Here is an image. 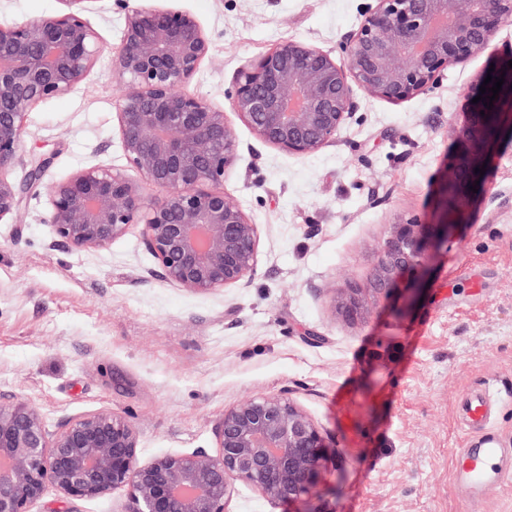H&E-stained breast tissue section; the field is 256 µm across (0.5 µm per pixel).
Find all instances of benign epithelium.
<instances>
[{
  "instance_id": "obj_1",
  "label": "benign epithelium",
  "mask_w": 512,
  "mask_h": 512,
  "mask_svg": "<svg viewBox=\"0 0 512 512\" xmlns=\"http://www.w3.org/2000/svg\"><path fill=\"white\" fill-rule=\"evenodd\" d=\"M58 14L0 26V222L14 219L25 193L41 187L44 158L21 180L14 172L25 121L35 105L75 90L105 51L84 16V0ZM512 23V0H372L358 29L325 50L288 40L239 70L227 91L232 111L263 143L290 155L317 153L357 110V92L399 104L437 87L445 71L488 52ZM197 20L174 9L126 0L111 73L124 86L115 121L127 164L139 180L104 167L76 170L46 186V223L76 250L103 248L132 225L161 275L193 294L241 288L260 274L259 230L224 190L238 142L224 110L187 90L210 52ZM512 50L463 89L466 120L449 127L448 158L432 219L400 218L377 252L366 286L341 289L337 309L364 319L366 293L408 299L424 289L428 258L443 249L483 191L476 169L512 136ZM504 76L492 107L480 93L487 76ZM482 96L474 101L476 96ZM163 190L157 198L146 188ZM218 452L144 460L126 417L98 411L50 431L35 406L0 400V512H30L47 486L81 499L123 490L125 512H225L230 488L251 487L272 504L312 494L327 444L309 415L279 394L245 398L224 410Z\"/></svg>"
}]
</instances>
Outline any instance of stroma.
I'll return each mask as SVG.
<instances>
[{
	"label": "stroma",
	"mask_w": 512,
	"mask_h": 512,
	"mask_svg": "<svg viewBox=\"0 0 512 512\" xmlns=\"http://www.w3.org/2000/svg\"><path fill=\"white\" fill-rule=\"evenodd\" d=\"M367 0H151L196 18L211 49L190 92L228 107L234 74L278 43L339 46ZM85 16L119 45L121 0H88ZM448 70L431 93L400 104L359 95L335 144L307 156L270 147L234 122L238 160L225 188L259 226V276L247 287L185 292L164 279L133 226L106 247L55 242L42 193L0 223V398H22L49 430L101 410L125 416L148 459L216 453L214 429L242 399L281 393L328 444L314 496L272 505L236 486L227 512H512V481L470 500L457 449L480 436L461 421L468 391L492 388L489 429L512 449V140L485 193L413 303L369 299L352 324L335 289L366 285L388 223L428 216L453 146L459 91L493 55ZM123 93L101 59L70 94L26 118L17 175L51 157L44 178L100 166L126 171L113 114ZM114 492L87 500L47 488L32 512H123Z\"/></svg>",
	"instance_id": "obj_1"
}]
</instances>
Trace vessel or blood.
Segmentation results:
<instances>
[{
  "mask_svg": "<svg viewBox=\"0 0 512 512\" xmlns=\"http://www.w3.org/2000/svg\"><path fill=\"white\" fill-rule=\"evenodd\" d=\"M490 402L484 392L468 393L463 405V420L468 429L481 432L482 443L476 448L459 449L455 476L471 499H478L488 484L512 479V471L499 469L495 461L501 453L496 437L487 433Z\"/></svg>",
  "mask_w": 512,
  "mask_h": 512,
  "instance_id": "b4317fda",
  "label": "vessel or blood"
}]
</instances>
